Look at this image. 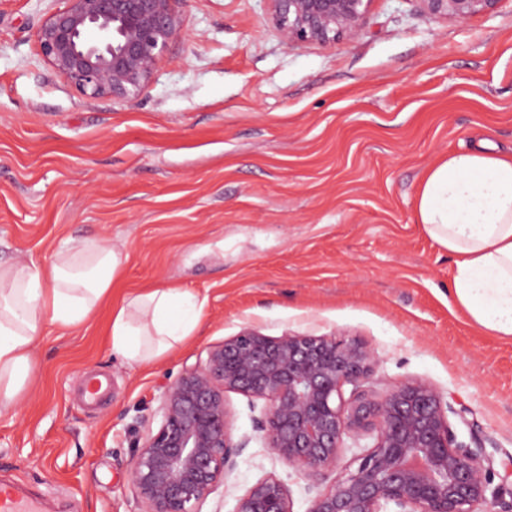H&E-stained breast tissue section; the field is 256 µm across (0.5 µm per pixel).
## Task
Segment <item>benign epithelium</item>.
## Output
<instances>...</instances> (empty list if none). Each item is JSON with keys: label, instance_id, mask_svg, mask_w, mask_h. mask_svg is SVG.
Instances as JSON below:
<instances>
[{"label": "benign epithelium", "instance_id": "1", "mask_svg": "<svg viewBox=\"0 0 512 512\" xmlns=\"http://www.w3.org/2000/svg\"><path fill=\"white\" fill-rule=\"evenodd\" d=\"M58 2L35 37L44 60L85 97L136 98L183 35V0ZM268 2L282 44L295 48L358 36L371 0ZM419 2L436 18L465 20L500 0ZM377 363L371 349L347 336L244 329L211 346L165 392L158 430L131 459L142 512H200L234 470L249 438L233 439L227 391L266 401L255 429L313 484L336 466L346 440L361 449L357 466L317 492L308 512H496L492 457L458 438L444 395L422 381L378 394L370 387ZM234 512H293L289 490L265 477Z\"/></svg>", "mask_w": 512, "mask_h": 512}]
</instances>
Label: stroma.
I'll return each instance as SVG.
<instances>
[{
    "instance_id": "35a3bbf8",
    "label": "stroma",
    "mask_w": 512,
    "mask_h": 512,
    "mask_svg": "<svg viewBox=\"0 0 512 512\" xmlns=\"http://www.w3.org/2000/svg\"><path fill=\"white\" fill-rule=\"evenodd\" d=\"M58 0H0V261L49 263L62 242L125 255L104 301L48 327L22 400L0 415V475L54 512H141L132 454L161 398L210 346L263 334L359 338L371 387H436L461 436L492 453L512 504V339L449 303L454 259L424 231L416 194L439 158L485 139L512 150V0L464 21L418 0H371L363 32L284 47L267 0H184L185 36L129 102L88 99L39 52ZM176 287L202 299L193 336L129 367L111 352L126 294ZM95 371L101 403L80 401ZM249 437L201 512H234L259 479L307 512L309 482L252 422L264 400L229 392Z\"/></svg>"
}]
</instances>
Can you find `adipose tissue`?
Instances as JSON below:
<instances>
[{
  "mask_svg": "<svg viewBox=\"0 0 512 512\" xmlns=\"http://www.w3.org/2000/svg\"><path fill=\"white\" fill-rule=\"evenodd\" d=\"M420 224L455 260L452 301L491 335L512 339V156L458 151L434 163L416 197ZM125 257L93 242L58 250L47 265L0 264V412L24 393L46 325L82 324L112 293ZM202 305L188 292L155 288L112 311L111 349L123 364L151 363L198 328Z\"/></svg>",
  "mask_w": 512,
  "mask_h": 512,
  "instance_id": "ef3b65f1",
  "label": "adipose tissue"
}]
</instances>
